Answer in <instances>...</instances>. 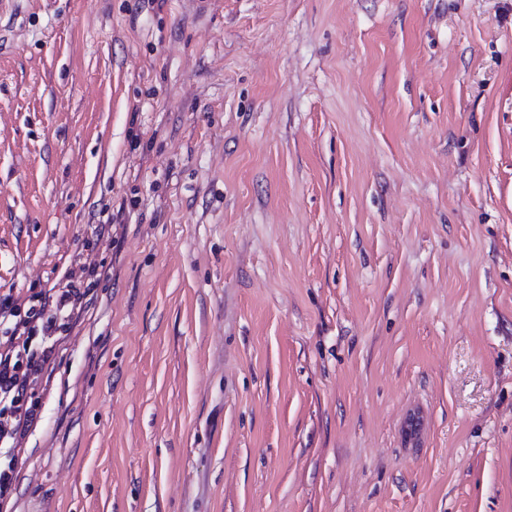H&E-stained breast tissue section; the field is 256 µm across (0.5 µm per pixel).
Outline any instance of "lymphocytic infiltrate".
<instances>
[{
  "label": "lymphocytic infiltrate",
  "instance_id": "obj_1",
  "mask_svg": "<svg viewBox=\"0 0 512 512\" xmlns=\"http://www.w3.org/2000/svg\"><path fill=\"white\" fill-rule=\"evenodd\" d=\"M85 294L76 282H68L53 294H35L28 309H20L11 299L0 298V453L12 457L11 444L36 415L24 408L29 375L40 373L53 347L50 343L56 327V316L74 310ZM41 330L45 343L39 348L20 346L21 337Z\"/></svg>",
  "mask_w": 512,
  "mask_h": 512
}]
</instances>
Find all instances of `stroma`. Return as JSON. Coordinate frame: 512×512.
Wrapping results in <instances>:
<instances>
[{
	"instance_id": "obj_1",
	"label": "stroma",
	"mask_w": 512,
	"mask_h": 512,
	"mask_svg": "<svg viewBox=\"0 0 512 512\" xmlns=\"http://www.w3.org/2000/svg\"><path fill=\"white\" fill-rule=\"evenodd\" d=\"M69 276L0 512H512V0L0 9V297Z\"/></svg>"
}]
</instances>
